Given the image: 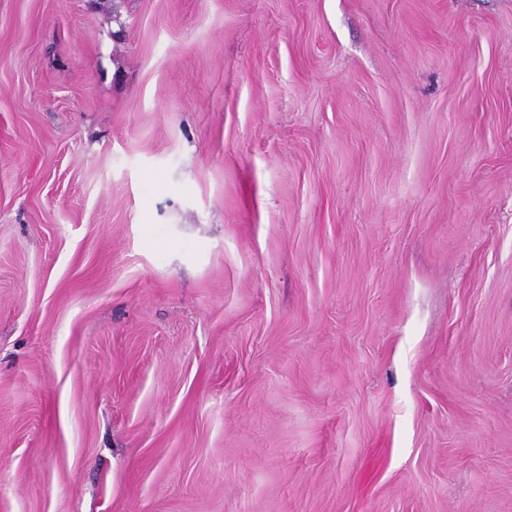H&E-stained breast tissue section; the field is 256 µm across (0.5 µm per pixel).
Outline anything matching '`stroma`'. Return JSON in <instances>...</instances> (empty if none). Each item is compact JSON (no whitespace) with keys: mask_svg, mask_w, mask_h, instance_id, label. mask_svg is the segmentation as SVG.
Returning <instances> with one entry per match:
<instances>
[{"mask_svg":"<svg viewBox=\"0 0 512 512\" xmlns=\"http://www.w3.org/2000/svg\"><path fill=\"white\" fill-rule=\"evenodd\" d=\"M0 512H512V0H0Z\"/></svg>","mask_w":512,"mask_h":512,"instance_id":"obj_1","label":"stroma"}]
</instances>
